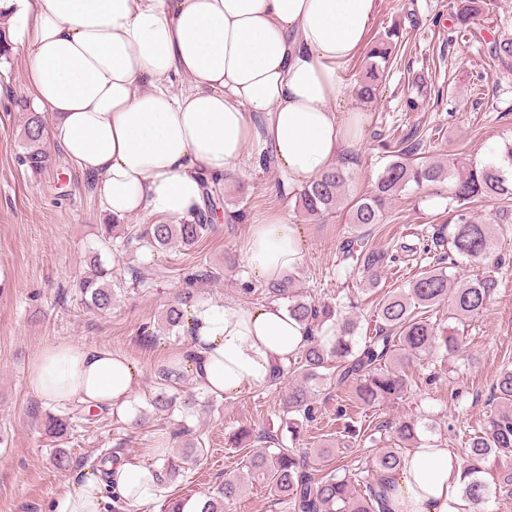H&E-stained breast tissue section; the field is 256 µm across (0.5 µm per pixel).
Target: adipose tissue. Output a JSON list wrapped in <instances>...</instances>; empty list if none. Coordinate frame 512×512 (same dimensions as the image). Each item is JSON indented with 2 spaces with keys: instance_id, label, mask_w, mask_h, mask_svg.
I'll list each match as a JSON object with an SVG mask.
<instances>
[{
  "instance_id": "1",
  "label": "adipose tissue",
  "mask_w": 512,
  "mask_h": 512,
  "mask_svg": "<svg viewBox=\"0 0 512 512\" xmlns=\"http://www.w3.org/2000/svg\"><path fill=\"white\" fill-rule=\"evenodd\" d=\"M378 0H0L22 19L17 41L30 91L53 117L50 135L92 180L103 213L148 211L172 224L205 206L204 176L237 175L247 155L272 153L289 184H308L364 132L341 112L344 64L362 48ZM187 86L173 91V77ZM294 225H253L244 247L262 281L298 267ZM191 358L173 356L205 393L232 398L267 382L309 333L278 303H196ZM141 371L126 356L63 341L42 350L29 385L44 406L77 402L133 420ZM158 466L119 457L87 473L56 512H102L111 484L132 505L160 492ZM458 457L422 445L395 477L392 512H464Z\"/></svg>"
}]
</instances>
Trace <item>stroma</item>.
<instances>
[{
    "instance_id": "stroma-1",
    "label": "stroma",
    "mask_w": 512,
    "mask_h": 512,
    "mask_svg": "<svg viewBox=\"0 0 512 512\" xmlns=\"http://www.w3.org/2000/svg\"><path fill=\"white\" fill-rule=\"evenodd\" d=\"M448 2L379 0L366 47L389 30L402 33L404 45L376 102L364 108L351 95L344 103L345 109L360 108L365 115L363 136L353 148L359 159L354 192H368L387 163L376 147L381 134L398 135L416 126L426 134V160L458 158L479 165L492 161L499 147L512 140V74L494 66L485 46L492 36L512 35V0H486L487 9L475 20L485 36L481 43L455 32ZM0 84L8 89L0 98V512H54L82 471L115 443H123L124 453L138 458L161 441L168 450L180 449L183 439L170 436L180 423L203 439L204 455L186 477L163 482L161 493L140 512H165L171 498L204 499L226 474L245 470L251 449L232 443L237 429H267L287 437L281 392L267 384L248 388L214 412L207 406V393L186 376L174 387L179 396L175 408L159 411L150 406L158 368L182 347L165 336L144 342L141 329L173 299L183 269L194 262L193 253L181 247L103 253L114 281L130 282L135 268L145 273L148 285L120 291L107 314L70 301L67 292L85 270L98 246V228L109 218L88 178L66 162L55 143L47 145L52 163L43 173L32 174L19 164L23 114L14 101L29 95L20 46H13L8 59L0 58ZM409 96L418 98V111L407 110ZM280 181L276 166H261L249 156L241 174L216 182L220 204L214 230L198 251L219 278L199 284L196 300L237 304L240 288L259 287L244 263L245 241L253 224L277 215L296 225L303 237V259L294 272L297 287L315 299L335 294L345 303L357 296L356 334L370 335L382 299L406 289L419 266L399 263L375 288L355 282L340 249L341 242L355 236L353 226L341 215L320 220L304 216L295 193L279 192ZM427 197L433 206L424 205ZM472 213L497 226L505 265L487 315L464 331L466 357L412 362L407 369L412 386L405 398L381 403L366 416L372 427L419 416L441 430L443 446L458 456L466 435L483 427L493 410L489 395L496 376L503 366H512V200L479 202ZM447 222V185L413 186L375 226L369 242L394 253L400 243H416L418 236L431 235ZM64 340L110 348L140 368L138 424L117 423L107 409L93 421H80L71 436L45 435L46 408L30 389L27 375L42 349ZM61 452L69 458L63 467L55 463Z\"/></svg>"
}]
</instances>
